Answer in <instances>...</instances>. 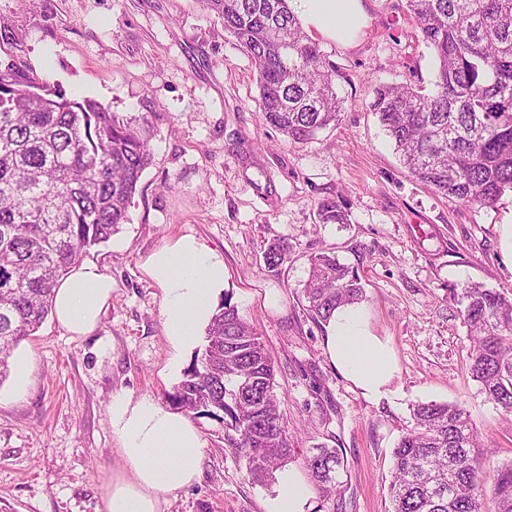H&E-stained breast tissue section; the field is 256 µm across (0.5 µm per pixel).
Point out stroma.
<instances>
[{
    "instance_id": "35a3bbf8",
    "label": "stroma",
    "mask_w": 512,
    "mask_h": 512,
    "mask_svg": "<svg viewBox=\"0 0 512 512\" xmlns=\"http://www.w3.org/2000/svg\"><path fill=\"white\" fill-rule=\"evenodd\" d=\"M366 20L348 45L320 41L335 63L342 109L301 144L267 127L251 58L205 0H0V71L92 98L150 130L152 163L127 220L83 261L112 278L96 329L75 337L47 318L17 351L28 359L25 396L0 381V504L11 512H102L122 469L112 435L113 394L167 403L170 370L161 289L143 263L191 234L224 259L225 293L274 361L280 411L303 468L310 449H337L330 485L310 479V512H391V452L418 402H456L470 413L489 471L512 461V420L469 372V329L453 294L480 283L512 297L501 227L512 193L471 207L413 178L370 109L381 85L432 90L433 53L406 0H365ZM336 200L345 224H321L320 200ZM287 239L272 276L264 251ZM333 252L358 273L363 303L398 359L396 392L366 400L330 363L323 322L301 289L311 255ZM276 292V307L262 303ZM204 457L191 487L161 512H266L276 485L252 484L224 446V427L195 414Z\"/></svg>"
}]
</instances>
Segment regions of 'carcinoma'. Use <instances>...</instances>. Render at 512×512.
<instances>
[{"label":"carcinoma","mask_w":512,"mask_h":512,"mask_svg":"<svg viewBox=\"0 0 512 512\" xmlns=\"http://www.w3.org/2000/svg\"><path fill=\"white\" fill-rule=\"evenodd\" d=\"M437 62L434 90L382 85L371 110L403 165L434 192L490 206L512 191V0H407ZM254 61L264 123L304 143L336 121V66L302 30L289 0H208ZM0 72V381L14 349L52 310L54 287L90 248L127 220L145 169L148 137L96 100L40 94ZM320 224H346L335 200L317 204ZM288 241L265 249L279 274ZM301 294L312 317L362 300L360 278L336 256L310 257ZM457 301L473 339L470 373L486 398L512 414V298L470 284ZM271 355L256 330L224 299L205 343L169 400L224 425V447L249 480L274 481L294 456L279 410ZM413 425L392 450V512H480L484 482L470 415L448 402L412 406ZM321 482L340 465L334 448L306 457ZM497 512H512V461L489 477Z\"/></svg>","instance_id":"cac0c4a2"}]
</instances>
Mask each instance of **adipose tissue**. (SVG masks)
Listing matches in <instances>:
<instances>
[{
  "mask_svg": "<svg viewBox=\"0 0 512 512\" xmlns=\"http://www.w3.org/2000/svg\"><path fill=\"white\" fill-rule=\"evenodd\" d=\"M308 31L347 44L365 20L363 0H292ZM163 291V327L174 357L193 349L209 325L225 288L224 260L204 242L184 235L144 263ZM112 297V279L91 265H80L57 286L53 315L69 334L84 336L98 323ZM324 351L353 388L371 402L389 396L398 366L388 338L373 332L363 304L343 305L325 325ZM112 433L128 469L106 488L103 512H160L168 495L198 478L203 442L197 427L181 412L153 398L113 395ZM312 489L298 471L279 474V491L267 512H308Z\"/></svg>",
  "mask_w": 512,
  "mask_h": 512,
  "instance_id": "1",
  "label": "adipose tissue"
}]
</instances>
